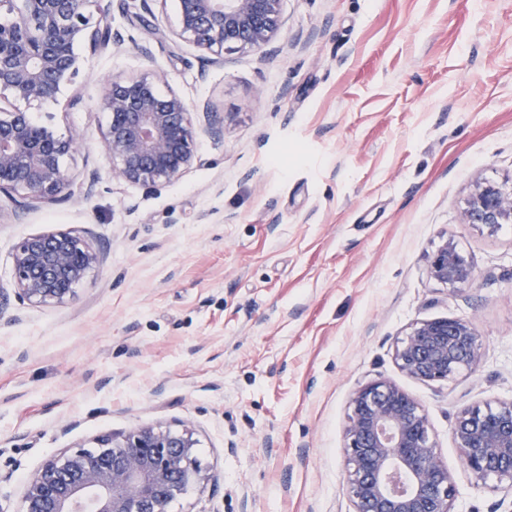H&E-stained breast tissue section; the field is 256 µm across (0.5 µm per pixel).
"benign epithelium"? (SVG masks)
Returning a JSON list of instances; mask_svg holds the SVG:
<instances>
[{
    "mask_svg": "<svg viewBox=\"0 0 512 512\" xmlns=\"http://www.w3.org/2000/svg\"><path fill=\"white\" fill-rule=\"evenodd\" d=\"M284 0H178L172 35L215 61L236 50H261L282 25ZM91 0H0L12 19L0 24V193L53 204L70 197L63 165L76 138L35 123L18 104L57 99L79 74L76 48L103 50L123 42ZM160 74L115 76L103 97L109 120L101 150L116 176L143 187L182 177L202 162L197 127L217 136L209 105L161 92ZM461 223L495 230L512 223V182L481 181L461 211ZM87 237L71 230L32 235L12 255L16 297L58 305L74 297L103 264ZM435 281L473 286L474 270L451 241L429 261ZM480 338L471 323L434 319L415 324L396 346L408 377L448 383L476 368ZM452 438L474 483L512 488V400L458 411ZM192 429L140 426L69 448L28 478L19 512H168L187 487L206 480ZM346 494L354 512H452L455 485L431 435L425 409L396 384L378 380L355 392L345 428Z\"/></svg>",
    "mask_w": 512,
    "mask_h": 512,
    "instance_id": "obj_1",
    "label": "benign epithelium"
}]
</instances>
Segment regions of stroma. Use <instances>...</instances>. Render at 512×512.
Instances as JSON below:
<instances>
[{
	"instance_id": "stroma-1",
	"label": "stroma",
	"mask_w": 512,
	"mask_h": 512,
	"mask_svg": "<svg viewBox=\"0 0 512 512\" xmlns=\"http://www.w3.org/2000/svg\"><path fill=\"white\" fill-rule=\"evenodd\" d=\"M105 20L123 45L78 48V77L30 109L79 137L70 201L0 194V512L45 459L144 425L193 429L210 476L170 512H353L348 406L374 380L425 409L452 512H512L451 434L458 410L512 400V223L461 221L475 181L512 180V0H284L272 44L220 63L172 36L177 0ZM152 71L221 133L147 190L113 176L101 101ZM56 229L92 240L102 268L66 304L16 301V243ZM447 238L470 288L428 274ZM443 318L473 325L477 367L409 378L397 340Z\"/></svg>"
}]
</instances>
